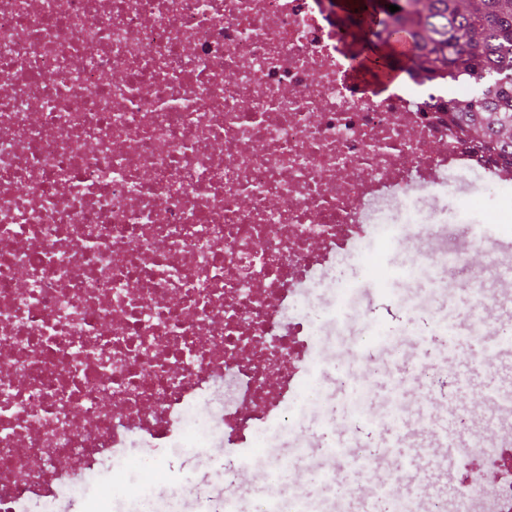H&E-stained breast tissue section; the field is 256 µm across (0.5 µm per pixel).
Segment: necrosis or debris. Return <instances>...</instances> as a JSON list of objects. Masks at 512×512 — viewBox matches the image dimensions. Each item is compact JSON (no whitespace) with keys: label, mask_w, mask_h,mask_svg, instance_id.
<instances>
[{"label":"necrosis or debris","mask_w":512,"mask_h":512,"mask_svg":"<svg viewBox=\"0 0 512 512\" xmlns=\"http://www.w3.org/2000/svg\"><path fill=\"white\" fill-rule=\"evenodd\" d=\"M353 55L321 0H0V512L73 486L112 512L97 486L125 482L133 446L190 447L203 403L248 464L258 437H300L302 410L327 411L319 334L353 251L462 272L481 332L512 264L469 272L471 224L383 222L447 194L450 168L499 166L460 134L447 78L363 91ZM457 421L511 429L512 380ZM461 468L434 512L512 506L511 447Z\"/></svg>","instance_id":"necrosis-or-debris-1"}]
</instances>
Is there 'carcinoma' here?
Listing matches in <instances>:
<instances>
[{"instance_id": "carcinoma-1", "label": "carcinoma", "mask_w": 512, "mask_h": 512, "mask_svg": "<svg viewBox=\"0 0 512 512\" xmlns=\"http://www.w3.org/2000/svg\"><path fill=\"white\" fill-rule=\"evenodd\" d=\"M371 5L367 18L344 34L367 46L372 38L410 40L414 64L428 73L476 86L470 98L448 103L467 136L512 166V0H391Z\"/></svg>"}]
</instances>
